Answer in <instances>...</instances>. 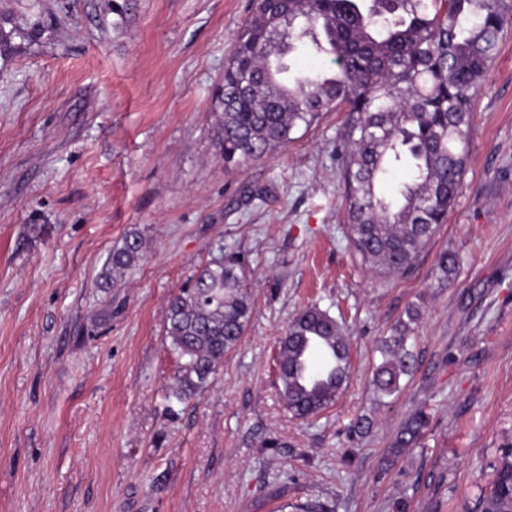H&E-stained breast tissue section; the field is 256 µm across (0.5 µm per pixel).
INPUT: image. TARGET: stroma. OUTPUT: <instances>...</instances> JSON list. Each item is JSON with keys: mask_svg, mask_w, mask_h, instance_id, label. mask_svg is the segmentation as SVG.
Wrapping results in <instances>:
<instances>
[{"mask_svg": "<svg viewBox=\"0 0 512 512\" xmlns=\"http://www.w3.org/2000/svg\"><path fill=\"white\" fill-rule=\"evenodd\" d=\"M1 10L44 30L0 58V512H277L313 496L337 512L472 506L512 445V26L446 224L406 273L376 276L345 236L343 113L231 172L216 154V89L250 0ZM133 232L141 259L99 288ZM230 253L251 320L210 387L169 415L167 301ZM445 253L459 260L449 280ZM311 303L342 315L352 374L333 406L298 420L275 357ZM410 307L413 371L377 398V347ZM418 405L432 414L419 447L383 470ZM271 436L280 447H263Z\"/></svg>", "mask_w": 512, "mask_h": 512, "instance_id": "35a3bbf8", "label": "stroma"}]
</instances>
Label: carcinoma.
Returning <instances> with one entry per match:
<instances>
[{
    "label": "carcinoma",
    "mask_w": 512,
    "mask_h": 512,
    "mask_svg": "<svg viewBox=\"0 0 512 512\" xmlns=\"http://www.w3.org/2000/svg\"><path fill=\"white\" fill-rule=\"evenodd\" d=\"M512 22V0H251V16L224 65L221 110L213 141L224 170L263 160L314 125L325 112H344L340 161L347 237L376 274H403L453 207L467 162L476 94ZM0 17V52L15 38L39 35ZM305 47L334 57L336 68L286 82L287 58ZM401 164L411 175L388 192ZM143 242L134 234L112 250L100 287L136 265ZM253 314L244 263L234 255L206 264L171 296L165 336L177 355L168 401L187 402L206 390L241 340ZM383 342L373 390L390 397L411 373L405 349L409 323ZM279 393L294 417L308 419L335 404L350 376L343 325L317 303L288 323L276 355ZM431 413L408 414L391 445L394 465L428 429ZM292 512H335L329 501L290 503ZM470 512H512V446L499 449L490 489Z\"/></svg>",
    "instance_id": "carcinoma-1"
}]
</instances>
